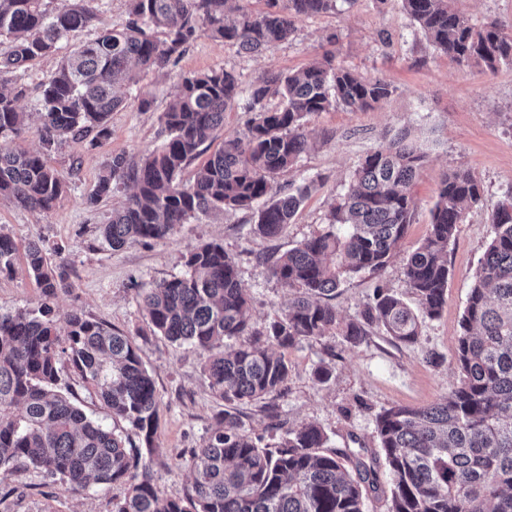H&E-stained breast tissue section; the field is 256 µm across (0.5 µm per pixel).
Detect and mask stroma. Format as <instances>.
Returning a JSON list of instances; mask_svg holds the SVG:
<instances>
[{
    "label": "stroma",
    "instance_id": "35a3bbf8",
    "mask_svg": "<svg viewBox=\"0 0 512 512\" xmlns=\"http://www.w3.org/2000/svg\"><path fill=\"white\" fill-rule=\"evenodd\" d=\"M74 42L60 41L57 53L30 63L23 72L21 81L28 91L19 106L30 115L29 128L19 137L0 138V147L37 148L38 84L55 71ZM328 53L365 79L387 81L392 93L364 112L338 106L308 117L311 146L278 177L277 185L285 188L309 178L319 185L278 236L257 234L250 212L228 210L196 215L165 238L112 249L102 226L126 192L115 191L95 208L86 205V197L112 156L137 154L162 143L159 116L180 76L224 67L234 70L246 87L264 73L295 71ZM143 98L152 102L149 111L138 108ZM109 128L108 138L98 145L67 143L51 154L49 163L66 185L52 209L31 211L0 200V232L9 234L21 249L33 240L61 248L69 278L52 302L57 317L75 311L136 341L160 401L153 474L164 496L186 495L191 477L183 463L189 450L211 433L222 411L234 414L266 445L288 430L313 423L326 434L328 450L364 454L380 448L375 418L383 409L426 406L451 391L457 381L455 352L472 275L494 232L488 206L512 193V65H501L493 75L477 66L459 65L437 52L415 28L402 0H352L336 12L297 17L288 42L258 56L200 35L169 75L140 73L124 106L112 113ZM400 135L425 156L412 188L413 222L382 277L364 272L348 277L333 303L341 317H354L372 302L376 286L382 284L415 304L403 274L405 258L428 233L430 210L444 174L461 167L481 182L487 204L470 210L449 245L452 275L440 315L423 321L413 344L378 330L357 346L336 333L283 348L289 366L286 394L231 405L217 400L203 371L205 355L152 334L139 305L140 289L181 275L190 249L217 240L237 263L255 320L265 324L276 319L290 292L267 275L260 258L283 253L322 230L330 204L348 186L358 163ZM41 303V291L25 265H18L15 275L0 276V313L34 310ZM429 351L441 356L442 364L428 362ZM324 365L332 367L333 375L322 382L315 371ZM125 494L121 483L68 491L21 469L0 485V512H114Z\"/></svg>",
    "mask_w": 512,
    "mask_h": 512
}]
</instances>
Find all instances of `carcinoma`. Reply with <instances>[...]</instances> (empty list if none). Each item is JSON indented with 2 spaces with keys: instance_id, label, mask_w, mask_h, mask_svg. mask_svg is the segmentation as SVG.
I'll use <instances>...</instances> for the list:
<instances>
[{
  "instance_id": "cac0c4a2",
  "label": "carcinoma",
  "mask_w": 512,
  "mask_h": 512,
  "mask_svg": "<svg viewBox=\"0 0 512 512\" xmlns=\"http://www.w3.org/2000/svg\"><path fill=\"white\" fill-rule=\"evenodd\" d=\"M0 0V137L19 136L25 87L10 75L53 54L62 39L92 26L93 0ZM339 0H268L253 13L238 0H128V22L102 29L63 57L39 84L42 111L35 151L0 150V197L48 211L64 183L48 164L65 141L109 134V117L123 104L117 87L137 71L164 70L201 33L260 54L287 41L295 18L334 11ZM432 45L458 64L495 73L512 64V30L499 20L478 27L454 0H403ZM236 73L225 68L180 78L161 116L166 141L141 154L120 153L103 168L86 203L97 205L118 185L133 192L112 211L102 235L114 249L160 239L198 212L247 210L255 232L278 235L316 182L281 193L275 176L292 168L308 147L305 119L334 106L367 111L387 99L391 84L366 80L329 57L288 74H265L248 90L253 113L245 132L221 147L183 182L184 170L224 129V112L241 97ZM279 99L275 107L267 101ZM422 153L403 139L366 155L347 191L331 206L327 229L275 260L269 274L295 291L281 317L261 326L242 288L235 260L220 242L195 247L183 275L143 289L141 305L152 332L207 354L204 372L221 401L261 399L287 390L288 363L261 346L280 347L340 332L353 344L372 329L414 344L421 319L445 304L448 246L468 212L484 205L478 179L455 168L441 180L426 238L407 256L404 276L419 309L377 286L374 300L349 321L328 303L342 279L381 276L412 224V185ZM494 236L473 274L456 351L457 383L448 397L426 407L392 406L375 419L390 484L387 512H512V194L489 214ZM17 247L0 232V275L15 272ZM28 273L46 303L38 312L0 314V484L19 468L68 490L123 483L115 512H366L378 492V456L326 452L327 436L313 424L290 430L261 448L230 413L190 450L192 475L183 498L161 494L152 460L126 446L130 434L152 452L159 401L152 375L132 337L73 312L64 325L47 301L66 287L68 272L51 262L44 245L29 242ZM97 397L112 425L88 418L60 390L62 375ZM350 461L346 469L344 461Z\"/></svg>"
}]
</instances>
